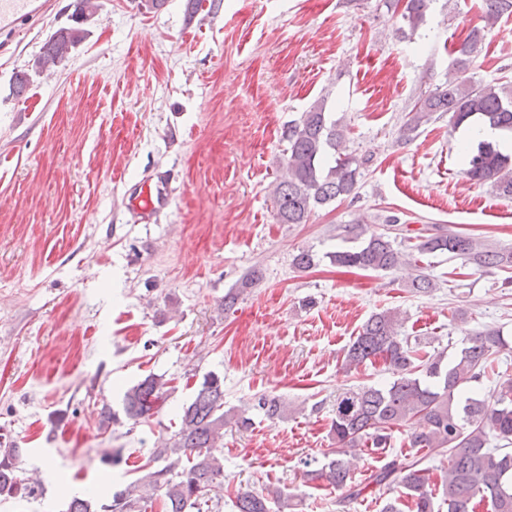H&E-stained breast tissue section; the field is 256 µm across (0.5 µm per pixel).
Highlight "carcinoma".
I'll return each instance as SVG.
<instances>
[{
    "instance_id": "obj_1",
    "label": "carcinoma",
    "mask_w": 512,
    "mask_h": 512,
    "mask_svg": "<svg viewBox=\"0 0 512 512\" xmlns=\"http://www.w3.org/2000/svg\"><path fill=\"white\" fill-rule=\"evenodd\" d=\"M404 2L402 25L397 32L413 35L426 21L433 0H384L389 8ZM72 24L61 26L43 42L34 65L58 67L88 34L83 25L95 17L92 0H73ZM512 15V0H485L483 26H474L456 50L454 73L448 82L420 98L411 117L400 129L408 142L434 114L448 113L455 128L471 123L512 133V82L493 85L472 80L468 72L488 30L505 15ZM287 142L282 174L273 187L275 217L281 224H305L312 211L357 194L362 169L368 160L342 152L344 129L326 111L325 100L316 101L300 119L288 123L282 133ZM463 174L478 184H487L499 195L512 197V154L485 139L462 147ZM386 232L373 234L361 244L328 255L340 269L394 273L405 267L414 271L410 288L428 293L434 279L421 270L414 254L448 255L461 266L478 270H512V249H492L474 235L453 232L433 224L415 236L411 251L393 236L399 219L385 218ZM260 282L257 271L247 273L224 296V310L235 308L238 298ZM401 319L392 311L372 315L348 346L345 365L351 367L381 358L398 377L388 385L347 388L336 395L330 434L336 447L325 454L327 461L311 468L304 461L311 482H325L356 500L372 486L399 487L411 512H436V493H441L447 512H512V381L497 390L489 402L479 384L494 362V355L508 346L501 331L487 327L466 339L448 356L443 352L419 355V343L401 335ZM168 397V382L148 375L124 393L125 418L137 425L157 412ZM256 407L269 419L280 418L285 406L276 396L256 399ZM244 429L250 418L224 410V380L207 373L190 403L182 407L180 429L164 438L153 452L157 466L109 496L74 499L68 512H139L140 502L159 495L163 512H194L203 496L217 490L216 503L224 499V467L211 455L220 447L224 426ZM405 430L410 448L448 453V473L438 488L430 487L427 469L420 460L393 456L370 471L353 477L354 464L347 449L368 444L374 450L390 447L394 430ZM30 488L17 475L16 455L11 448L0 451V501L29 498ZM236 512H270L268 500L251 491L233 492Z\"/></svg>"
}]
</instances>
